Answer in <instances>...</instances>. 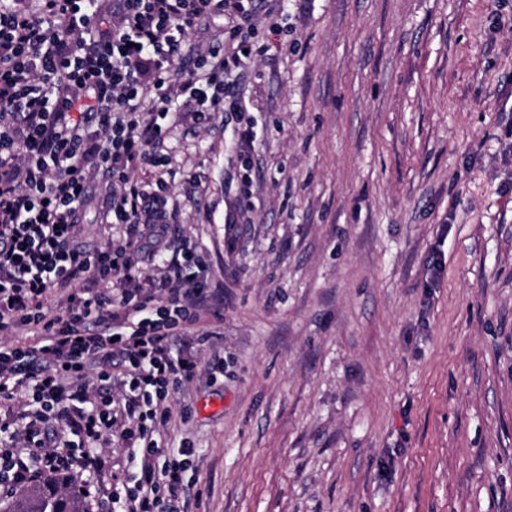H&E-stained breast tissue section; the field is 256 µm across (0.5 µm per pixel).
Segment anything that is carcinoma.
<instances>
[{"mask_svg":"<svg viewBox=\"0 0 512 512\" xmlns=\"http://www.w3.org/2000/svg\"><path fill=\"white\" fill-rule=\"evenodd\" d=\"M0 512H85L76 478L49 473L39 482L0 497Z\"/></svg>","mask_w":512,"mask_h":512,"instance_id":"cac0c4a2","label":"carcinoma"}]
</instances>
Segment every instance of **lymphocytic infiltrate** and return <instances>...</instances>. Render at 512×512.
<instances>
[{
    "label": "lymphocytic infiltrate",
    "instance_id": "obj_1",
    "mask_svg": "<svg viewBox=\"0 0 512 512\" xmlns=\"http://www.w3.org/2000/svg\"><path fill=\"white\" fill-rule=\"evenodd\" d=\"M224 0H0V332L37 333L34 345H0V401L24 390L36 417H0V436L24 453L0 455L5 487L43 472L99 474L112 433L133 440L125 491L99 485L88 498L112 512H188L185 473L195 450L170 453L161 430L167 401L210 371L173 352V337L212 309L198 272L204 259L182 243L160 286L142 284L140 240L162 235L175 205L164 178L169 158L160 121L190 108L196 124L223 111L228 74L251 56L254 15L239 8V40H214L196 66L176 74L186 32L223 16ZM148 169L147 181L134 171ZM111 199L100 221L119 245L86 249L80 239L91 178ZM56 298L61 316L48 317ZM121 367L123 410L112 400ZM92 440L77 448L71 435Z\"/></svg>",
    "mask_w": 512,
    "mask_h": 512
}]
</instances>
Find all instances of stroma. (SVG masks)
<instances>
[{
  "mask_svg": "<svg viewBox=\"0 0 512 512\" xmlns=\"http://www.w3.org/2000/svg\"><path fill=\"white\" fill-rule=\"evenodd\" d=\"M254 23L236 111L163 143L223 300L168 404L191 512H512V0Z\"/></svg>",
  "mask_w": 512,
  "mask_h": 512,
  "instance_id": "35a3bbf8",
  "label": "stroma"
}]
</instances>
